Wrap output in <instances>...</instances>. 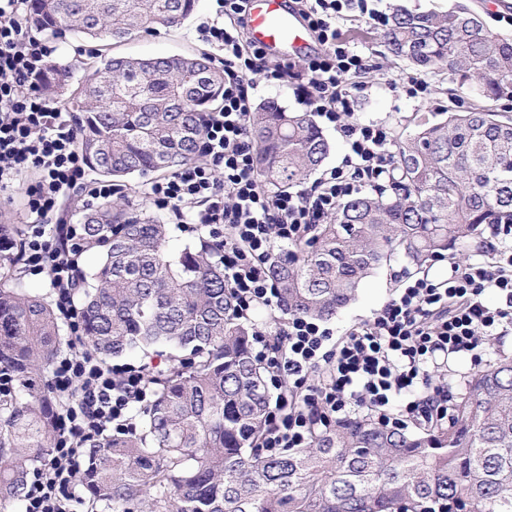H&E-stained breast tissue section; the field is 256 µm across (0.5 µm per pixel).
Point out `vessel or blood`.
Listing matches in <instances>:
<instances>
[{
  "label": "vessel or blood",
  "mask_w": 512,
  "mask_h": 512,
  "mask_svg": "<svg viewBox=\"0 0 512 512\" xmlns=\"http://www.w3.org/2000/svg\"><path fill=\"white\" fill-rule=\"evenodd\" d=\"M249 34L254 43L277 57L310 47L309 31L301 17L288 9L285 0H252Z\"/></svg>",
  "instance_id": "vessel-or-blood-1"
}]
</instances>
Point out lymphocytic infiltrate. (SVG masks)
<instances>
[{
	"label": "lymphocytic infiltrate",
	"instance_id": "f902f5d3",
	"mask_svg": "<svg viewBox=\"0 0 512 512\" xmlns=\"http://www.w3.org/2000/svg\"><path fill=\"white\" fill-rule=\"evenodd\" d=\"M196 26L211 58L224 67V96L208 113L201 157L151 181L145 197L170 224L208 231L222 251L224 278L240 316L280 306L268 273L277 245L304 239L345 198L389 182L393 141L386 124L357 119L355 78L367 56L342 40L336 20L356 10L368 22L385 18L367 0H292L321 49L301 69L271 59L248 37L249 0H214ZM30 0H0V188L25 183L28 224L21 259L43 274L59 318L79 349L56 360L49 388L59 408V437L49 463L36 470L23 512H74L84 444L109 430L133 426V410L148 401L142 368L108 364L82 348L83 317L74 303L78 256L84 245L61 212L71 191L110 199L111 183L89 178L78 126L44 95L38 79L53 63L57 44L29 34ZM289 83L326 125L339 130L347 152L311 186L273 192L261 182L247 129L259 81ZM34 183H26L28 174ZM402 286L371 318L334 337L322 321L292 315L275 333L252 337L275 397L267 413L265 447L299 448L314 430L367 411L384 425L448 416V387L429 382L430 369L449 356L481 363L493 337L512 328V243L481 252L469 263L449 261L448 275L402 277ZM497 305H487L488 293Z\"/></svg>",
	"mask_w": 512,
	"mask_h": 512
}]
</instances>
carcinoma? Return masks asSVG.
<instances>
[{
	"label": "carcinoma",
	"instance_id": "cac0c4a2",
	"mask_svg": "<svg viewBox=\"0 0 512 512\" xmlns=\"http://www.w3.org/2000/svg\"><path fill=\"white\" fill-rule=\"evenodd\" d=\"M196 0H31L42 33H77L106 46L156 27L180 26ZM391 56L474 83L485 105L437 121L414 118L396 138L392 187L342 201L312 227L310 242L278 251L269 274L282 312L331 319L395 256L422 270L458 257L490 224H512V37L459 2L446 12L396 11L382 35ZM93 70L70 88L76 70ZM51 100L79 113L89 170L116 185L168 172L199 152L224 71L205 52L54 64L41 81ZM260 179L275 192L306 179L330 144L309 112L276 101L249 113ZM88 252L78 288L89 350L104 361L164 359L144 371L150 401L127 434L85 444L81 482L93 512H512V356L469 380L448 420L417 432L368 415L317 429L302 448L260 447L271 400L251 342L257 321L239 316L219 247L198 237L172 244L168 227L126 199L83 216ZM21 224H0V368L17 379L0 394V502L22 508L31 470L58 436L57 404L44 384L65 336L52 305L22 287Z\"/></svg>",
	"mask_w": 512,
	"mask_h": 512
}]
</instances>
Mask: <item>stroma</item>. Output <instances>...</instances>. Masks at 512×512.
I'll list each match as a JSON object with an SVG mask.
<instances>
[{"mask_svg":"<svg viewBox=\"0 0 512 512\" xmlns=\"http://www.w3.org/2000/svg\"><path fill=\"white\" fill-rule=\"evenodd\" d=\"M210 8V0H199L197 10L182 27L175 30L159 28L140 33L134 40L120 46L119 51L127 55L150 57L204 50V43L198 41L195 35V27ZM337 26L341 38L362 50L372 63L363 80L365 89L358 99L359 119L387 122L391 131L397 132L407 125L412 116L419 115L437 121L442 119L447 109L463 110L479 104L480 99L470 86L450 80L447 72L423 70L406 61L385 56L377 40L378 27L367 24L359 13L345 14ZM411 77L429 83L431 95L428 100L418 101L390 90L391 80ZM415 272V266L403 259L384 264L363 284L356 300L336 318L329 320V328L340 335L349 327L368 319L390 299L397 276L412 275Z\"/></svg>","mask_w":512,"mask_h":512,"instance_id":"obj_1","label":"stroma"}]
</instances>
